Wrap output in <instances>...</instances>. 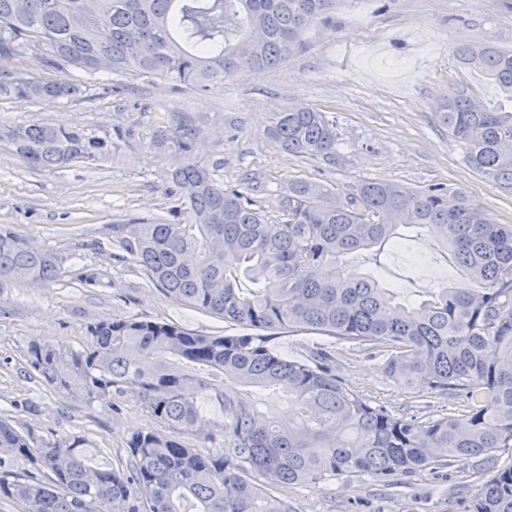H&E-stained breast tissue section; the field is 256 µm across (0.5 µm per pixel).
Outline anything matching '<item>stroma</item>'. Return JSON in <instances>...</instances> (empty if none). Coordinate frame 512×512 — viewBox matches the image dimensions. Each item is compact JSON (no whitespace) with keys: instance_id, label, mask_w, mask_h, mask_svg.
Here are the masks:
<instances>
[{"instance_id":"stroma-1","label":"stroma","mask_w":512,"mask_h":512,"mask_svg":"<svg viewBox=\"0 0 512 512\" xmlns=\"http://www.w3.org/2000/svg\"><path fill=\"white\" fill-rule=\"evenodd\" d=\"M301 51L278 65L215 80L204 91L176 88L159 78L120 77L103 93L83 70L68 76L73 98L27 101L0 98V127L30 124L76 127L105 136L114 126H167L175 113L193 116L203 138L193 156L215 170L225 187L246 191L269 218L289 182L306 179L350 196L366 180L421 190L434 183L462 189L498 224H512V191L492 185L463 161L462 144L439 117V106L465 85L487 100L496 88L453 57L462 44L512 49V0H342L335 16L312 25ZM316 109L334 119L340 137L333 162L283 152L268 138L273 113ZM175 204L162 163L130 141L106 160H80L53 171L28 168L0 140V224L55 253V276L42 283L0 284V419L30 432L34 443L82 437L95 463L130 468L127 439L156 428L131 398L86 402L48 385L29 366L33 342L82 348L91 324L147 319L191 332L239 334V326L174 303L133 261L121 258L113 225L131 218H167ZM350 266L375 275L382 286L410 299L442 284L468 290L470 281L450 251L415 227L397 241L348 256ZM291 358L325 348L336 373L403 418L449 413L448 398L418 396L392 382L379 358L353 353L343 343L308 332L276 339ZM468 467H451L391 483L354 473L282 494L289 512H467Z\"/></svg>"}]
</instances>
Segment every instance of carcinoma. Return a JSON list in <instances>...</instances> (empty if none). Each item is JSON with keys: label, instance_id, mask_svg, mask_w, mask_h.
Masks as SVG:
<instances>
[{"label": "carcinoma", "instance_id": "obj_1", "mask_svg": "<svg viewBox=\"0 0 512 512\" xmlns=\"http://www.w3.org/2000/svg\"><path fill=\"white\" fill-rule=\"evenodd\" d=\"M339 0H0V61L43 49L49 70L158 77L201 90L212 80L260 70L303 48L302 34ZM456 59L483 73L505 96L486 105L468 87L440 106L465 147L467 165L512 188V51L462 46ZM62 78L24 74L0 80V96L74 97ZM97 137L61 126L0 129L16 155L38 169L112 154L113 139L148 137L168 162L178 196L169 217L112 225L125 257L174 302L217 314L247 333L202 336L171 323L99 321L79 350L31 347V367L51 386L87 402L130 396L159 424L127 440V472L93 466L84 439L36 447L0 420V452L30 460L37 475H0V495L25 512H288L270 490L316 485L352 473L382 482L470 463L468 512H512V224H497L460 191L442 184L411 190L364 181L353 197L296 180L272 222L248 195L226 189L197 163L199 130L184 112L145 135L115 126ZM268 134L290 153L336 159V122L316 110L278 112ZM420 226L449 249L481 287L446 286L411 303L343 258ZM57 258L0 224V283L41 282ZM254 284L239 287L240 278ZM327 335L382 357L385 377L422 394L446 395L467 417L404 419L341 381L327 354L289 360L272 345L276 330ZM281 390L294 415L280 423L255 396ZM224 447L201 455L190 434Z\"/></svg>", "mask_w": 512, "mask_h": 512}]
</instances>
